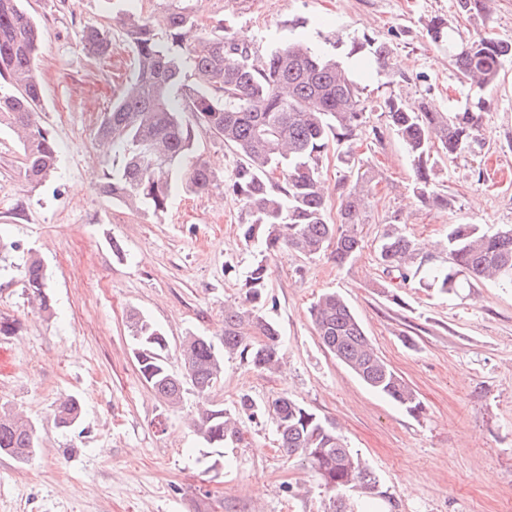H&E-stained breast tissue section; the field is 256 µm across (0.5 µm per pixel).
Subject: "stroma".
<instances>
[{
    "label": "stroma",
    "instance_id": "stroma-1",
    "mask_svg": "<svg viewBox=\"0 0 512 512\" xmlns=\"http://www.w3.org/2000/svg\"><path fill=\"white\" fill-rule=\"evenodd\" d=\"M207 26L251 36L264 53L301 38L336 55V33L387 43L394 79L362 84L368 126L383 128L378 103L391 94L427 98L448 109L465 101L445 50L426 37L434 16L462 38L488 31L512 40V0H493L468 19L456 0H184ZM152 0H24L41 33L40 126L54 138L58 169L38 187L24 178L22 149L0 127V322L12 324L9 371L0 404L37 420L39 448L16 463L0 455V512H325L328 497L307 467L278 448L270 417L247 423L243 441L208 448L190 423L202 404L233 408L241 395L260 403L288 396L332 423L378 477L379 493L359 498L369 512H512V291L482 281L458 294L397 286L376 254L394 217L443 265L452 224H512V68L485 90L489 107L474 152L438 160L435 183L451 209L421 206L400 142L360 140L355 159L378 183L362 226L363 249L339 266L283 249L269 260L266 313L279 326L286 365L264 373L232 357L220 387H186L169 408L142 379L126 326L136 309L169 341L172 372L184 371L181 343L195 333L220 341L224 308L242 299L256 252L239 235L242 202L225 193L239 157L222 139L197 131L195 154L215 174L208 191L175 193L166 212L135 210L103 196L104 170L118 156L96 128L136 69L120 33L112 53L86 55L82 28L109 27ZM499 180L477 183L475 171ZM46 270L53 309L32 308L20 269L29 257ZM326 291L342 295L381 357L415 390L412 416L369 390L322 346L309 310ZM412 344H405V337ZM76 396L84 417L54 423L60 400Z\"/></svg>",
    "mask_w": 512,
    "mask_h": 512
}]
</instances>
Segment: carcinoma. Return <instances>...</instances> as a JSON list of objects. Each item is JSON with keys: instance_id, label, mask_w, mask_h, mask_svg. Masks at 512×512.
I'll list each match as a JSON object with an SVG mask.
<instances>
[{"instance_id": "obj_1", "label": "carcinoma", "mask_w": 512, "mask_h": 512, "mask_svg": "<svg viewBox=\"0 0 512 512\" xmlns=\"http://www.w3.org/2000/svg\"><path fill=\"white\" fill-rule=\"evenodd\" d=\"M457 7L479 16L490 11V0H457ZM115 24L135 53L136 70L97 127V137L122 152L121 163L104 173L100 191L130 208L145 205L160 213L176 187L193 194L208 190L214 173L203 160L192 159L197 127L241 156L224 189L245 206L242 239L259 247V257L244 276V298L224 308L221 344L205 336L185 337L183 375L168 367L162 330L140 312H129L139 373L174 408L182 402L185 384L204 393L221 381L226 355L268 373L281 367L279 331L265 315L268 260L283 248L306 257L329 249L338 265L357 256L376 173L355 164V145L370 134L380 138L382 131L366 127L367 106L355 67L320 53L304 39L261 55L239 31L201 27L198 16L180 0H166L165 7L146 16H120ZM158 28L168 33V42L157 39ZM426 37L447 47L461 82L480 91L494 86L505 64L512 62V41L485 32L462 44L441 16L428 20ZM81 42L94 57H106L112 49L108 34L94 24L84 26ZM336 45L348 48L347 57L391 75L387 43L338 33ZM39 52L38 27L20 0H0V125L17 133L24 177L33 188L55 172L58 157L54 139L36 120L43 110ZM379 109L412 162V191L418 201L450 207L448 197L435 188L434 156L440 153L452 161L472 148L482 128L485 100L468 98L443 111L423 99L410 104L390 94ZM186 112L194 124L184 120ZM332 145L344 168L345 186L336 224L328 222L322 178V159ZM446 250L448 265L428 266L411 236L392 224L379 239L377 256L383 271L403 285L415 281L456 294L474 281L487 280L512 289V227L490 231L482 224H452ZM22 274L30 299L40 311L50 310L41 261H25ZM310 317L323 347L367 387L412 416L422 412L415 391L376 353L340 295L321 294ZM266 414L273 420L278 448L305 462L329 493L326 512H355L353 494H377L376 475L336 427L287 396L261 405L244 395L233 411L213 405L198 411L193 427L207 447L227 448L243 439L244 420ZM82 415V402L74 396L55 409L62 429L77 424ZM36 432L31 418L0 406V454L27 463L36 453Z\"/></svg>"}]
</instances>
